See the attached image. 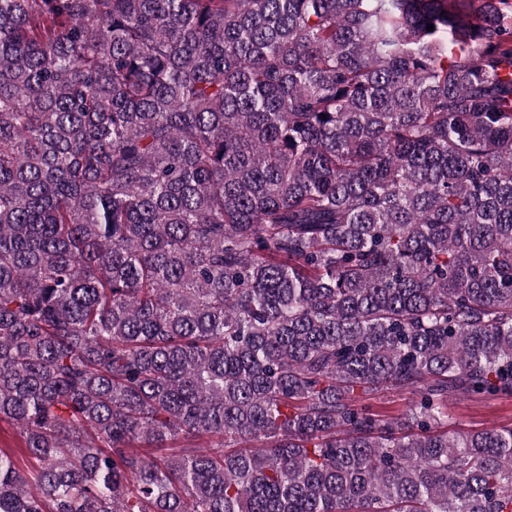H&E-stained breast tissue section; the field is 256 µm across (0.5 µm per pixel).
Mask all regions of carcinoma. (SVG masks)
Listing matches in <instances>:
<instances>
[{"mask_svg":"<svg viewBox=\"0 0 512 512\" xmlns=\"http://www.w3.org/2000/svg\"><path fill=\"white\" fill-rule=\"evenodd\" d=\"M450 393L512 396V0H0V512H512ZM370 400L374 409L382 412L388 417H400L406 410L414 398L413 391L405 390H382L373 396Z\"/></svg>","mask_w":512,"mask_h":512,"instance_id":"carcinoma-1","label":"carcinoma"}]
</instances>
